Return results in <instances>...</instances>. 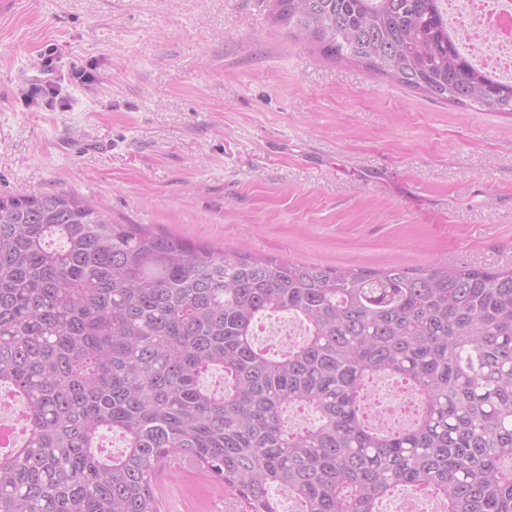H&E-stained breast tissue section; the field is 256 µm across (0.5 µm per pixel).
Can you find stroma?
Instances as JSON below:
<instances>
[{"instance_id":"1","label":"stroma","mask_w":512,"mask_h":512,"mask_svg":"<svg viewBox=\"0 0 512 512\" xmlns=\"http://www.w3.org/2000/svg\"><path fill=\"white\" fill-rule=\"evenodd\" d=\"M272 3L0 0V195L308 264L512 270V113L328 61ZM154 489L237 512L204 471Z\"/></svg>"}]
</instances>
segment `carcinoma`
<instances>
[{"label": "carcinoma", "instance_id": "obj_1", "mask_svg": "<svg viewBox=\"0 0 512 512\" xmlns=\"http://www.w3.org/2000/svg\"><path fill=\"white\" fill-rule=\"evenodd\" d=\"M445 0H274L332 61L512 112V82L461 53ZM306 325L285 352L258 320ZM223 373L220 390L201 383ZM389 376L418 410L366 415ZM28 429L0 452V512H158L166 455L195 458L247 512H379L399 487L444 512H512V271H409L258 256L120 224L66 192L0 195V390ZM290 407L312 424L285 425ZM126 449L106 456L102 439Z\"/></svg>", "mask_w": 512, "mask_h": 512}]
</instances>
